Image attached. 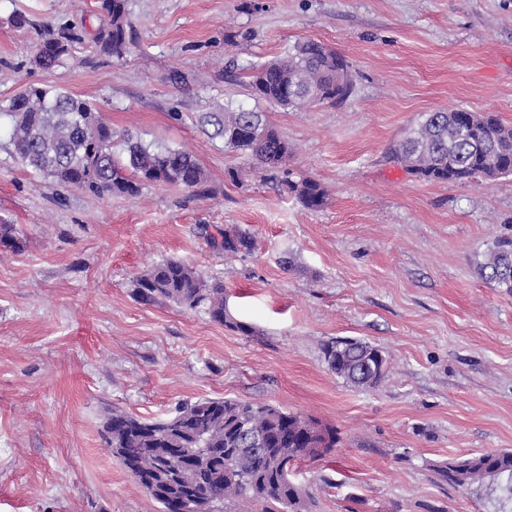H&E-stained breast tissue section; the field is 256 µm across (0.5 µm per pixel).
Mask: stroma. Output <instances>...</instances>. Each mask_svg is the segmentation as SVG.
<instances>
[{"label": "stroma", "mask_w": 512, "mask_h": 512, "mask_svg": "<svg viewBox=\"0 0 512 512\" xmlns=\"http://www.w3.org/2000/svg\"><path fill=\"white\" fill-rule=\"evenodd\" d=\"M139 42L108 61L32 63L38 24L94 30L98 0H0V105L59 86L116 131L190 152L208 195L146 185L99 198L23 169L0 138V512H157L104 447L107 412L142 418L182 402L266 403L335 429L322 459L295 462L309 512H489L440 479L468 454L512 451V295L482 280L492 241L512 235V177L426 182L392 158L425 113L492 112L512 125V0H129ZM30 19L16 27L15 14ZM250 41H240L242 32ZM318 40L349 61L337 105L261 103L294 151L295 178L326 202L305 209L279 180L210 137L203 113L250 103L244 65ZM181 83H173L172 73ZM251 250L225 255V233ZM178 259L224 284L238 328L204 309L143 304L133 280ZM377 346L371 389L332 374L322 345Z\"/></svg>", "instance_id": "35a3bbf8"}]
</instances>
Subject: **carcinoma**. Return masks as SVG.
<instances>
[{
	"instance_id": "obj_1",
	"label": "carcinoma",
	"mask_w": 512,
	"mask_h": 512,
	"mask_svg": "<svg viewBox=\"0 0 512 512\" xmlns=\"http://www.w3.org/2000/svg\"><path fill=\"white\" fill-rule=\"evenodd\" d=\"M106 25L91 38L94 53L122 59L136 43L127 0H99ZM83 38L68 23L40 30L32 63L50 71L74 57ZM350 64L336 50L303 40L287 56L245 66L247 87L257 102L283 108L314 103H342L350 96ZM10 124L15 161L61 186L93 195L136 196L147 184L182 186L205 193V171L192 154L152 146L112 130L92 102L55 86H29L0 107ZM200 123L213 127L224 146L252 158L258 169L283 172L285 192L306 209L325 205L326 193L313 179H292L286 169L293 148L258 107L238 105L204 114ZM120 138L126 157L112 153ZM395 159L419 179L465 185L512 176V127L493 113L472 115L467 109L430 112L394 149ZM0 246L18 253L22 241L12 224H0ZM252 246L250 238L224 234V252ZM479 276L512 294V237L492 243ZM134 296L146 303L167 301L206 308L210 318L233 329H245L226 311L224 284L209 282L193 267L166 260L134 279ZM323 352L329 370L354 387L370 389L386 376L387 361L363 371L380 349L361 339L343 344L332 340ZM263 440L262 451L243 446L240 431ZM104 447L160 504V512H182L184 499H199L201 512H233L241 501L265 505V512H306L307 494L291 478V465L315 460L336 445V432L317 420L279 406L231 398H205L180 404L164 418L143 419L112 411L100 431ZM496 466L501 477L487 470ZM445 482L484 494L492 512H512V451H494L457 458L437 469Z\"/></svg>"
}]
</instances>
